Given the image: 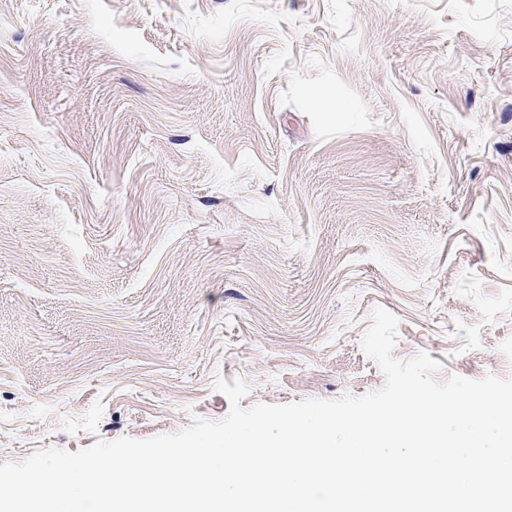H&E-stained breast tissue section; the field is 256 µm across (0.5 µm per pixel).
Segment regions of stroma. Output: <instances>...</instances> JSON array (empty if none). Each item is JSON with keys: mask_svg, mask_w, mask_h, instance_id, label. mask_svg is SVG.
<instances>
[{"mask_svg": "<svg viewBox=\"0 0 512 512\" xmlns=\"http://www.w3.org/2000/svg\"><path fill=\"white\" fill-rule=\"evenodd\" d=\"M512 378V0H0V464Z\"/></svg>", "mask_w": 512, "mask_h": 512, "instance_id": "1", "label": "stroma"}]
</instances>
